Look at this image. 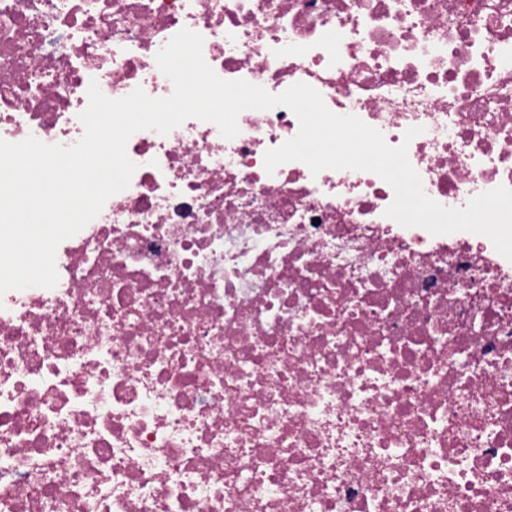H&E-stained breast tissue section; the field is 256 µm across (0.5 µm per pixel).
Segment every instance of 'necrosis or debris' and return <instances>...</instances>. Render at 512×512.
I'll return each mask as SVG.
<instances>
[{
	"mask_svg": "<svg viewBox=\"0 0 512 512\" xmlns=\"http://www.w3.org/2000/svg\"><path fill=\"white\" fill-rule=\"evenodd\" d=\"M185 28L445 207L512 189V0H0V139L77 143L93 81L171 95ZM238 126L133 134L57 285L0 296V512H512V260L386 217L372 172L267 173L287 107Z\"/></svg>",
	"mask_w": 512,
	"mask_h": 512,
	"instance_id": "obj_1",
	"label": "necrosis or debris"
}]
</instances>
